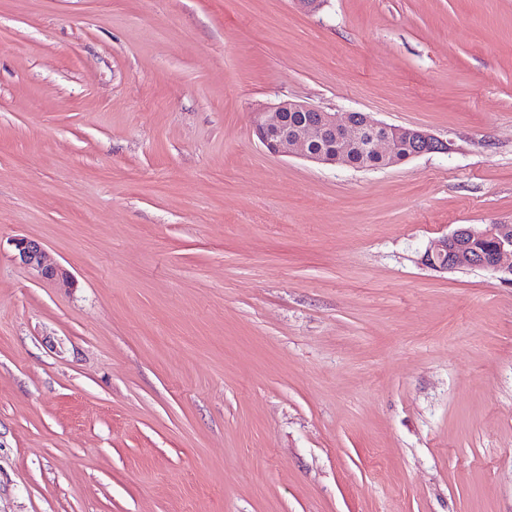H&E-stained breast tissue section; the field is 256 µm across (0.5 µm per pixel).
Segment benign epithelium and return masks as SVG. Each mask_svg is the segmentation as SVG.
<instances>
[{
	"instance_id": "obj_1",
	"label": "benign epithelium",
	"mask_w": 512,
	"mask_h": 512,
	"mask_svg": "<svg viewBox=\"0 0 512 512\" xmlns=\"http://www.w3.org/2000/svg\"><path fill=\"white\" fill-rule=\"evenodd\" d=\"M305 112L306 123L288 129L286 115ZM255 132L260 142L273 154H298L309 161L346 165L348 159L331 150L317 152L314 146L328 136L336 137L346 147L361 146L375 155L384 165L397 164L395 144L406 140L414 144L411 157L452 151V143L417 128L392 126L380 123L362 114L355 120L350 112H327L313 105L284 100L258 113ZM482 237L493 240L496 247L489 255L478 258L466 244L468 238ZM14 258L20 264L35 270L40 278L56 281L65 273L46 264L41 242L30 237L12 239ZM421 263L439 272L466 268H480L500 275L503 281H512V225L491 224L485 228L461 225L451 233L432 242L421 256Z\"/></svg>"
}]
</instances>
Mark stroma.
I'll list each match as a JSON object with an SVG mask.
<instances>
[{"instance_id": "35a3bbf8", "label": "stroma", "mask_w": 512, "mask_h": 512, "mask_svg": "<svg viewBox=\"0 0 512 512\" xmlns=\"http://www.w3.org/2000/svg\"><path fill=\"white\" fill-rule=\"evenodd\" d=\"M288 99L455 149L273 155ZM469 224L512 0H0V512H512V282L420 262ZM14 258L20 264L35 270L40 278L46 281L64 280L65 273L54 266L46 264L45 252L41 242L30 237L12 239Z\"/></svg>"}]
</instances>
